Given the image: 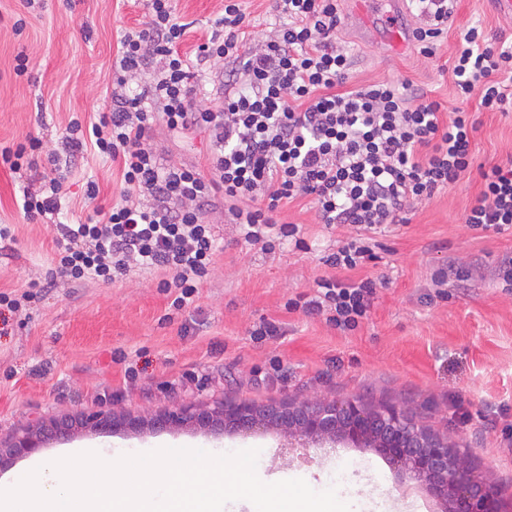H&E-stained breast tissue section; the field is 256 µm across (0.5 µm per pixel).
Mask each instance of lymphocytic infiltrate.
<instances>
[{"mask_svg": "<svg viewBox=\"0 0 512 512\" xmlns=\"http://www.w3.org/2000/svg\"><path fill=\"white\" fill-rule=\"evenodd\" d=\"M458 0H408L416 23L410 38L418 54L434 58L455 19ZM143 26L122 30L112 92L89 117H72L53 155V175L24 191L21 208L32 221L54 220L71 160L92 148L119 166L120 199L75 224L56 222L55 272L75 283L111 282L132 266L163 271L161 288L173 290L171 308L192 303L217 252L204 215L222 197L228 223L245 242L270 246L293 240L306 249L299 228L279 223L281 207L310 199L322 224L378 229L403 224L413 205L477 172L481 189L464 216L473 229L512 224V158L474 162L478 130L467 105L482 112H512V43L486 38L481 25L460 28L449 68L458 108L408 82L375 81L346 88L351 50L339 43L338 0H276L285 15L275 34L249 47L240 0H224L208 22L194 56L181 53L187 24L173 0H148ZM223 64L217 103L197 94L204 65ZM141 90L129 82L141 73ZM168 131L207 133L210 174L163 162L150 142L155 125ZM355 239L326 256L329 275L316 293L289 300V310L324 317L341 332L367 319L377 282L345 273L376 261Z\"/></svg>", "mask_w": 512, "mask_h": 512, "instance_id": "obj_1", "label": "lymphocytic infiltrate"}]
</instances>
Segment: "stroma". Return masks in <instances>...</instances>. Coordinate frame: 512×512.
<instances>
[{"label": "stroma", "instance_id": "35a3bbf8", "mask_svg": "<svg viewBox=\"0 0 512 512\" xmlns=\"http://www.w3.org/2000/svg\"><path fill=\"white\" fill-rule=\"evenodd\" d=\"M28 17L22 35L12 25L19 0H0V142L27 135L43 140L36 169L21 174L0 169V225L13 236L0 240V291L53 278L26 310L10 315L0 332V447L19 430L51 420L74 429L49 440L40 456H62L91 445L119 457L165 443L213 454L227 448L262 452L263 477L326 481L337 467L351 469L349 486L338 487L350 512H441L423 486L402 479L398 469L371 449L320 443L297 456L276 429L250 434L190 426L100 433L82 426L87 415L109 410L129 419L159 416L179 404L214 407L246 400L257 407L311 399H356L366 407L394 404L448 439L465 454L475 475L493 483L512 512V462L498 444L512 423V293L495 277L499 256L512 253V228L476 231L463 218L480 190L477 174L416 206L409 223L382 230L317 223L308 200L281 209L279 218L299 225L309 249L281 243L274 251L244 241L227 223L223 200L209 207L218 252L210 276L193 303L164 321L170 300L157 270L131 269L113 283H72L52 277L56 251L53 225L24 218L17 200L23 189L38 190L49 174L47 154L66 133L72 113L91 111L106 95L123 29L147 19L146 0H46ZM192 29L182 51H191L224 0H175ZM458 25L481 24L493 38L512 40V19L494 0H460ZM337 36L354 53L347 80L354 87L379 80L411 81L454 110L450 74L441 70L457 39L449 33L436 58L426 62L414 47L390 52L384 41L342 23ZM29 56L23 77L13 73L18 52ZM473 142L476 162L512 157V112H479ZM152 143L177 164L206 168L203 135L182 138L155 126ZM96 181L97 198L86 196ZM120 177L110 159L80 154L65 187L58 219L69 224L109 208L118 200ZM371 236L382 258L350 271L349 277L386 280L367 320L343 334L324 320L288 311L289 298L309 292L326 274L323 255L347 239ZM456 259L479 262L476 278L452 279L447 299L435 296L432 276ZM274 318L284 324L278 339L256 343L253 325ZM282 369H271L273 360Z\"/></svg>", "mask_w": 512, "mask_h": 512}]
</instances>
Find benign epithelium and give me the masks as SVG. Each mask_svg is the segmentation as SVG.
I'll return each mask as SVG.
<instances>
[{
    "label": "benign epithelium",
    "mask_w": 512,
    "mask_h": 512,
    "mask_svg": "<svg viewBox=\"0 0 512 512\" xmlns=\"http://www.w3.org/2000/svg\"><path fill=\"white\" fill-rule=\"evenodd\" d=\"M149 422L153 427L190 425L210 430L225 426L241 432L269 426L288 436L293 448L319 442H349L358 448L374 449L397 465L406 478L424 482L444 502V512H503L496 491L473 474L466 456L431 435L396 405L368 409L356 399L314 400L275 406L260 413L244 400L215 408L178 405L162 416L149 418ZM86 425L99 431L123 428L111 411L91 414ZM69 431L66 421H53L37 430L23 429L7 448L0 449V458L5 454L12 458L31 455L47 440Z\"/></svg>",
    "instance_id": "obj_1"
}]
</instances>
